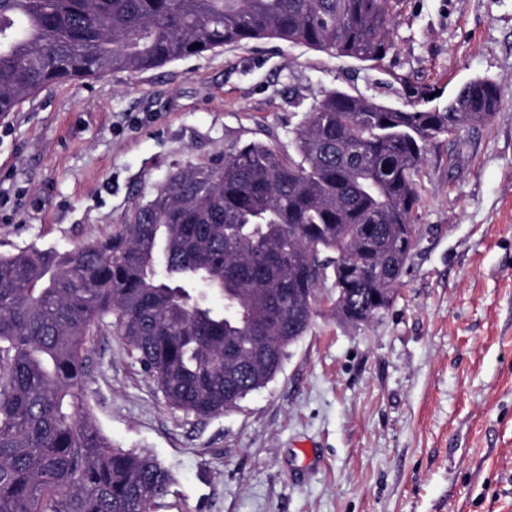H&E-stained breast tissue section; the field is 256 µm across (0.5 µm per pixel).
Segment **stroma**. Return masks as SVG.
Instances as JSON below:
<instances>
[{
    "label": "stroma",
    "mask_w": 512,
    "mask_h": 512,
    "mask_svg": "<svg viewBox=\"0 0 512 512\" xmlns=\"http://www.w3.org/2000/svg\"><path fill=\"white\" fill-rule=\"evenodd\" d=\"M377 64L277 39L141 73L53 84L0 117V254L68 252L142 193L232 140L290 146L326 92L404 107L403 84L493 80L487 124L432 141L414 245L391 306L308 332L239 408L171 409L111 326L89 344L86 403L115 447L174 475L153 512H512V0H402Z\"/></svg>",
    "instance_id": "1"
}]
</instances>
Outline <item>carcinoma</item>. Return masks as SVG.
Segmentation results:
<instances>
[{"instance_id": "obj_1", "label": "carcinoma", "mask_w": 512, "mask_h": 512, "mask_svg": "<svg viewBox=\"0 0 512 512\" xmlns=\"http://www.w3.org/2000/svg\"><path fill=\"white\" fill-rule=\"evenodd\" d=\"M399 3L0 0V115L56 82L256 39L379 62ZM434 92L396 108L331 91L290 150L232 144L172 171L90 245L0 255V512H151L174 482L151 453L112 446L87 412L88 344L106 318L170 407L214 417L274 379L328 275L346 304L336 317L380 308L411 255L427 146L499 111L488 79L442 109ZM204 281L224 308L200 297Z\"/></svg>"}]
</instances>
